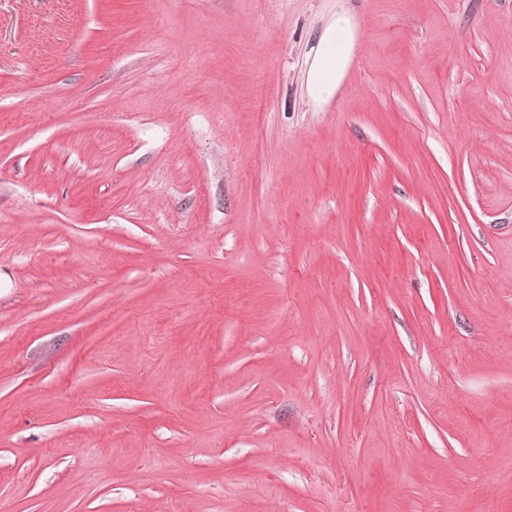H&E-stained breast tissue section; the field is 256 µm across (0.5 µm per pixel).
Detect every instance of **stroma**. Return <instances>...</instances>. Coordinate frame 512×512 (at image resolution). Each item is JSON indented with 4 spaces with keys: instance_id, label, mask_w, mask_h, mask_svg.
<instances>
[{
    "instance_id": "1",
    "label": "stroma",
    "mask_w": 512,
    "mask_h": 512,
    "mask_svg": "<svg viewBox=\"0 0 512 512\" xmlns=\"http://www.w3.org/2000/svg\"><path fill=\"white\" fill-rule=\"evenodd\" d=\"M0 512H512V0H0ZM338 35L345 39L337 38ZM352 43V16L348 9L342 8L324 34L309 71L308 90L314 100L326 101L337 93L351 56Z\"/></svg>"
}]
</instances>
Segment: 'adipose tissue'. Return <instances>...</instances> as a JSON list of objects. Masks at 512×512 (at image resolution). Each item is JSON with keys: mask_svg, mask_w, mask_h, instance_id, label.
Returning a JSON list of instances; mask_svg holds the SVG:
<instances>
[{"mask_svg": "<svg viewBox=\"0 0 512 512\" xmlns=\"http://www.w3.org/2000/svg\"><path fill=\"white\" fill-rule=\"evenodd\" d=\"M352 36L351 13L341 9L324 34L309 71L308 90L314 100L331 99L339 90L351 56Z\"/></svg>", "mask_w": 512, "mask_h": 512, "instance_id": "obj_1", "label": "adipose tissue"}]
</instances>
